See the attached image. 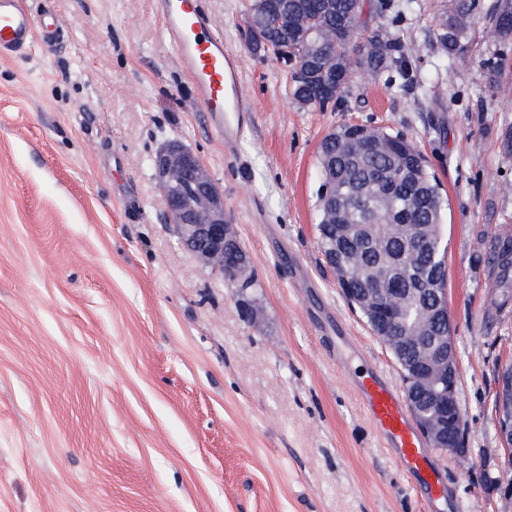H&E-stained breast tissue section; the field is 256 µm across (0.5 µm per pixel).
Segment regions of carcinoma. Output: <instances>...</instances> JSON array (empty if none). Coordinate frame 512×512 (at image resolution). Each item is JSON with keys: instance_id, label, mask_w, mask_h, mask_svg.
<instances>
[{"instance_id": "obj_1", "label": "carcinoma", "mask_w": 512, "mask_h": 512, "mask_svg": "<svg viewBox=\"0 0 512 512\" xmlns=\"http://www.w3.org/2000/svg\"><path fill=\"white\" fill-rule=\"evenodd\" d=\"M249 0L245 12L247 29L264 27L265 15ZM476 0H452L430 30V39L443 53H459L468 39L470 16ZM283 8L292 16L296 31L288 34L295 48L294 57L304 60L309 54L299 34L317 28L323 34V57H336V66L346 73V80L332 85L325 100L343 97L350 82L358 75L378 76L406 62L419 51V44H405L390 36L385 28L370 24L364 17L363 4L354 0H283ZM486 19L492 34L499 39L512 38V0H494ZM330 80L329 71L317 67L314 77L304 84H289L294 99L319 95L322 84ZM358 125H345L321 141L319 162L323 185L336 195V211L321 212L322 224L356 225V241L350 251L336 259L333 270L342 275V263L359 269L377 265L379 254H400L410 246L419 224L441 223L442 197L436 177L428 171L421 151L400 135L373 129L369 140L354 137ZM392 216L398 232L385 235L371 225ZM489 264L502 299L493 302L503 310L512 300V231L496 235L490 243ZM415 306L405 304L394 321L396 332L413 335Z\"/></svg>"}]
</instances>
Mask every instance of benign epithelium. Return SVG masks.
Here are the masks:
<instances>
[{"mask_svg":"<svg viewBox=\"0 0 512 512\" xmlns=\"http://www.w3.org/2000/svg\"><path fill=\"white\" fill-rule=\"evenodd\" d=\"M293 79L309 78V68L288 61L284 43L264 44ZM154 176L162 194L169 222L174 224L181 247L219 274H224V259L232 261L230 283L245 289L254 285L251 259L224 214V194L199 157L178 140L162 145L153 157ZM429 238L415 237L413 248L397 256L407 280L418 277V257L427 250ZM347 275L340 288L346 299L360 311L386 323L382 343L396 359L417 424L432 447L462 455L463 414L457 397L458 365L453 326L449 325L446 283L431 289L433 302L417 308L413 336H389L398 298L389 288H353ZM448 332H443V329ZM497 433L505 447L504 464L512 469V364L502 368L496 397Z\"/></svg>","mask_w":512,"mask_h":512,"instance_id":"benign-epithelium-1","label":"benign epithelium"}]
</instances>
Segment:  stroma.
Wrapping results in <instances>:
<instances>
[{
  "mask_svg": "<svg viewBox=\"0 0 512 512\" xmlns=\"http://www.w3.org/2000/svg\"><path fill=\"white\" fill-rule=\"evenodd\" d=\"M441 2L390 0L380 19L421 44L411 84L357 78L323 112L254 49L247 0H201L253 104L228 151L151 0H28L63 36L0 57V512H425L351 378L373 365L400 389V368L319 246V145L344 124L403 136L440 182L468 453L434 461L459 512H512L496 432L512 308L493 309L487 261L512 229V39L478 0L444 61ZM172 139L224 193L247 293L167 222L152 158Z\"/></svg>",
  "mask_w": 512,
  "mask_h": 512,
  "instance_id": "obj_1",
  "label": "stroma"
}]
</instances>
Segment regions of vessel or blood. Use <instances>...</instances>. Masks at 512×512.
<instances>
[{
    "mask_svg": "<svg viewBox=\"0 0 512 512\" xmlns=\"http://www.w3.org/2000/svg\"><path fill=\"white\" fill-rule=\"evenodd\" d=\"M154 7L182 67L193 77L196 103L209 113L225 148H232L243 131L244 114L249 109L237 55L214 36L213 19L199 0H154ZM34 23V15L21 0H0V55L29 46L35 36ZM355 389L382 447L420 490L427 512H435L440 503L447 501L448 487L405 398L375 369L357 380Z\"/></svg>",
    "mask_w": 512,
    "mask_h": 512,
    "instance_id": "obj_1",
    "label": "vessel or blood"
}]
</instances>
